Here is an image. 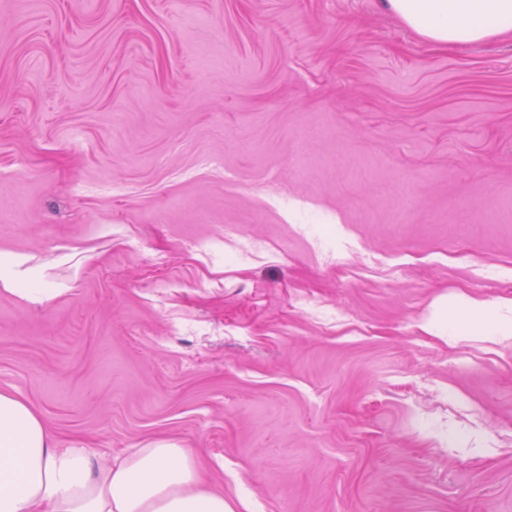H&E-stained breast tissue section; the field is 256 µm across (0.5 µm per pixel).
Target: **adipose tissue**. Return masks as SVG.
Instances as JSON below:
<instances>
[{
    "instance_id": "adipose-tissue-1",
    "label": "adipose tissue",
    "mask_w": 512,
    "mask_h": 512,
    "mask_svg": "<svg viewBox=\"0 0 512 512\" xmlns=\"http://www.w3.org/2000/svg\"><path fill=\"white\" fill-rule=\"evenodd\" d=\"M436 44L477 43L512 32V0H382ZM0 512H233L201 477L196 454L158 439L100 462L62 447L22 399L0 391Z\"/></svg>"
}]
</instances>
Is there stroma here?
<instances>
[{
	"mask_svg": "<svg viewBox=\"0 0 512 512\" xmlns=\"http://www.w3.org/2000/svg\"><path fill=\"white\" fill-rule=\"evenodd\" d=\"M51 294L17 296L30 280ZM512 35L380 0H0V390L235 512H512Z\"/></svg>",
	"mask_w": 512,
	"mask_h": 512,
	"instance_id": "stroma-1",
	"label": "stroma"
}]
</instances>
